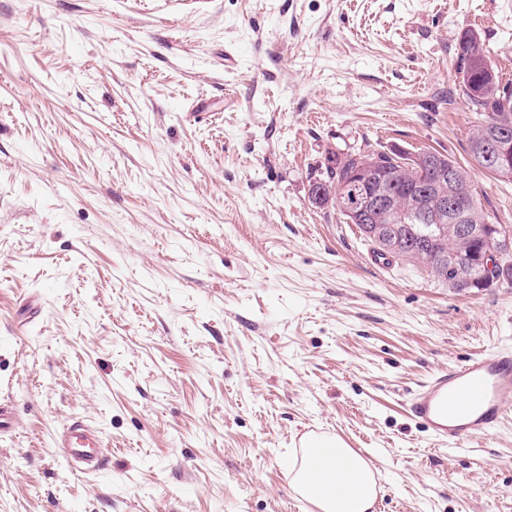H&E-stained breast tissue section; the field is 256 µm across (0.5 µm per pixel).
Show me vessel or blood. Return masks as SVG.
<instances>
[{
  "label": "vessel or blood",
  "mask_w": 512,
  "mask_h": 512,
  "mask_svg": "<svg viewBox=\"0 0 512 512\" xmlns=\"http://www.w3.org/2000/svg\"><path fill=\"white\" fill-rule=\"evenodd\" d=\"M511 394L512 349L499 347L437 371L411 396L408 410L434 439L463 448L472 438L496 431L512 407ZM52 442L67 464L89 473L101 468L103 438L83 422L57 432Z\"/></svg>",
  "instance_id": "obj_1"
}]
</instances>
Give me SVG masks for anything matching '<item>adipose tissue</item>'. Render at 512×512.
Listing matches in <instances>:
<instances>
[{
	"mask_svg": "<svg viewBox=\"0 0 512 512\" xmlns=\"http://www.w3.org/2000/svg\"><path fill=\"white\" fill-rule=\"evenodd\" d=\"M292 485L318 512H371L376 497L371 461L337 437L313 440L293 472Z\"/></svg>",
	"mask_w": 512,
	"mask_h": 512,
	"instance_id": "obj_1",
	"label": "adipose tissue"
}]
</instances>
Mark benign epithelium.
Here are the masks:
<instances>
[{"label":"benign epithelium","mask_w":512,"mask_h":512,"mask_svg":"<svg viewBox=\"0 0 512 512\" xmlns=\"http://www.w3.org/2000/svg\"><path fill=\"white\" fill-rule=\"evenodd\" d=\"M473 151L477 166L491 167L503 179L512 178V143L507 138H492L483 131L475 137ZM426 163L437 166L440 176L432 188L425 191L413 178L400 177L368 166L361 172L358 188L344 187L336 191L316 188L311 192V200L316 204L327 196L342 214L352 217L380 211L395 215H426L435 225L428 228L423 238L433 244L440 243L450 227L456 230L463 242L485 236L486 227L477 223L467 204V197L462 193L448 195V186L456 185L458 173L443 168L434 158L426 159ZM370 229L380 245L400 249L403 225L373 224ZM510 250L511 242L501 246L493 241V237L487 238L482 257L484 278L479 282L480 287L490 288L498 282V269L503 267V260ZM466 259L467 255L462 249L442 254L435 267V275L444 281L451 280L462 289L472 287L473 281L464 270Z\"/></svg>","instance_id":"benign-epithelium-1"}]
</instances>
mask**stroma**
I'll return each mask as SVG.
<instances>
[{
    "instance_id": "1",
    "label": "stroma",
    "mask_w": 512,
    "mask_h": 512,
    "mask_svg": "<svg viewBox=\"0 0 512 512\" xmlns=\"http://www.w3.org/2000/svg\"><path fill=\"white\" fill-rule=\"evenodd\" d=\"M467 32L512 82V0H0V512H304L312 432L373 462L375 512H512V414L449 452L407 411L512 348V287L376 264L309 198L334 153L466 162ZM78 418L92 474L51 446Z\"/></svg>"
}]
</instances>
